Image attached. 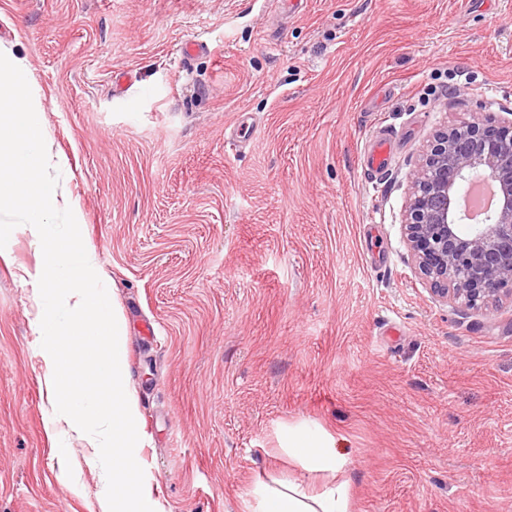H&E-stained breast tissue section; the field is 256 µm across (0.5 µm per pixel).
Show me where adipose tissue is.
<instances>
[{"instance_id": "ef3b65f1", "label": "adipose tissue", "mask_w": 512, "mask_h": 512, "mask_svg": "<svg viewBox=\"0 0 512 512\" xmlns=\"http://www.w3.org/2000/svg\"><path fill=\"white\" fill-rule=\"evenodd\" d=\"M287 454L304 472L328 475V483L316 489L290 476L257 479L247 494L249 512H349V486L338 478L346 461L320 434H292Z\"/></svg>"}]
</instances>
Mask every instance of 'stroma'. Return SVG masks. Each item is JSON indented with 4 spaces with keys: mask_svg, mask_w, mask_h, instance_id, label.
<instances>
[{
    "mask_svg": "<svg viewBox=\"0 0 512 512\" xmlns=\"http://www.w3.org/2000/svg\"><path fill=\"white\" fill-rule=\"evenodd\" d=\"M0 52L125 319L158 512H245L300 427L350 512H512V301L439 300L402 235L433 134L512 120V0H0ZM40 257L23 225L0 256V512H100L44 385ZM390 150V143L387 139L379 137L370 139L364 148L368 171L373 175L384 172L389 162Z\"/></svg>",
    "mask_w": 512,
    "mask_h": 512,
    "instance_id": "35a3bbf8",
    "label": "stroma"
}]
</instances>
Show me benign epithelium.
Returning a JSON list of instances; mask_svg holds the SVG:
<instances>
[{"instance_id": "benign-epithelium-1", "label": "benign epithelium", "mask_w": 512, "mask_h": 512, "mask_svg": "<svg viewBox=\"0 0 512 512\" xmlns=\"http://www.w3.org/2000/svg\"><path fill=\"white\" fill-rule=\"evenodd\" d=\"M477 178L496 185L499 202L480 224L459 207ZM403 213L407 247L437 296L469 307L512 299V122L471 121L438 131L410 171Z\"/></svg>"}]
</instances>
